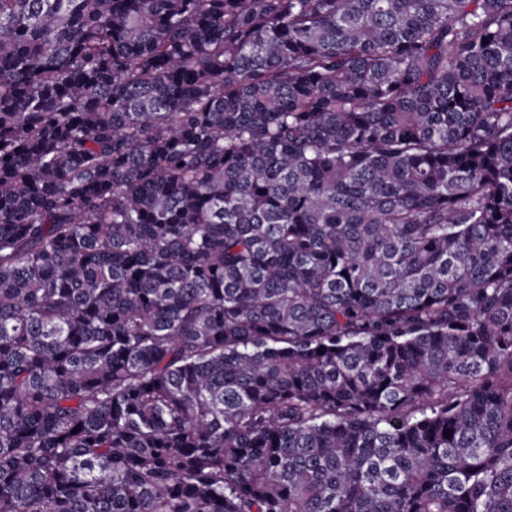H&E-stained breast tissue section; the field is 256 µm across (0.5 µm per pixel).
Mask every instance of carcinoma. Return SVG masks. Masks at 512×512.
<instances>
[{
  "label": "carcinoma",
  "mask_w": 512,
  "mask_h": 512,
  "mask_svg": "<svg viewBox=\"0 0 512 512\" xmlns=\"http://www.w3.org/2000/svg\"><path fill=\"white\" fill-rule=\"evenodd\" d=\"M0 512H512V0H0Z\"/></svg>",
  "instance_id": "carcinoma-1"
}]
</instances>
